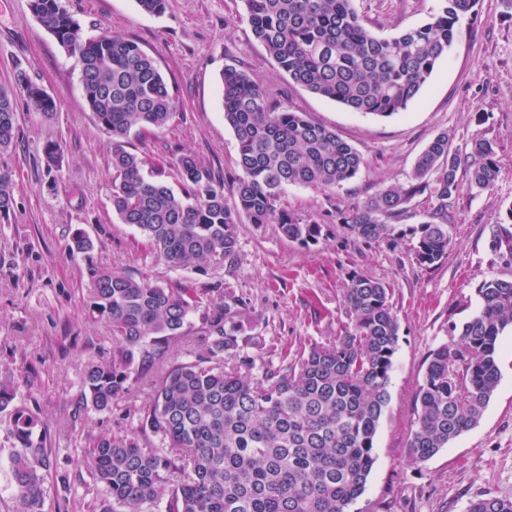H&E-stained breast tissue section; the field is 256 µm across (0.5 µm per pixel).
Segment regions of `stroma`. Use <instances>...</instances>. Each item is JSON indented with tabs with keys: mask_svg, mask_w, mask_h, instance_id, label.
<instances>
[{
	"mask_svg": "<svg viewBox=\"0 0 512 512\" xmlns=\"http://www.w3.org/2000/svg\"><path fill=\"white\" fill-rule=\"evenodd\" d=\"M81 35L109 31L134 39L152 55L167 82L173 117L160 131L133 134L125 149L180 182L179 159L191 155L224 181L232 198L241 174L238 145L224 122L221 75L246 72L282 107L334 129L362 156L357 176L335 189L290 186L288 211L318 222L317 242L288 241L277 225L241 222L232 273L201 264L173 269L145 238L112 210V153L117 145L84 97L81 64L33 15L30 0H0V85L17 73L58 97L49 117L18 96L16 137L0 154L14 183V205L0 216V380L16 401L41 421L49 448L44 512H88L105 495L83 462L85 448L105 433L135 436L145 448L164 442L143 426L158 372L132 365L128 391L111 409L98 411L83 395V373L107 359L116 344L108 324L89 317L83 256L70 254L75 231L94 244L104 267L143 276L165 288L194 289L200 305L186 333L164 341L166 363L208 356L201 330L214 304L232 286L235 320L245 332L224 350L225 362L258 374L279 364L282 352L336 336L347 322L343 288L350 272L391 288L398 319L389 402L375 437V462L364 494L350 512H466L471 500L512 499V332L499 352L501 378L473 429L423 462L408 453L414 394L428 353L448 342V327L475 313L482 280L512 278V261L491 247L496 225L512 207V7L478 0L462 20L456 40L406 110L387 118L352 111L293 83L254 37L244 0H167L164 14L145 13L137 0H61ZM440 0H353L367 29L387 37L427 22ZM465 149L475 137L490 140L499 174L482 192L461 185L448 202L451 245L446 258L418 265L409 241L398 246L358 240L343 219L369 195L406 184L416 157L440 132ZM62 149L59 169L46 167L43 148Z\"/></svg>",
	"mask_w": 512,
	"mask_h": 512,
	"instance_id": "1",
	"label": "stroma"
}]
</instances>
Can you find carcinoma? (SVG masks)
<instances>
[{
    "label": "carcinoma",
    "instance_id": "cac0c4a2",
    "mask_svg": "<svg viewBox=\"0 0 512 512\" xmlns=\"http://www.w3.org/2000/svg\"><path fill=\"white\" fill-rule=\"evenodd\" d=\"M247 19L267 54L297 85L364 114L389 117L404 111L448 52L459 23L477 0H441L421 26L377 37L352 0H244ZM40 24L79 57L90 110L115 138L161 130L172 117V99L156 61L128 37L105 31L80 34L61 0H31ZM224 122L238 143L233 202L224 183L192 157L179 160L181 185L144 172L135 152L112 155V208L136 226L172 268L205 263L220 269L237 253L238 224H276L290 241L313 243L320 224L281 204L288 185L333 189L355 178L361 155L336 131L301 112L277 105L244 71L224 69ZM45 115L59 99L22 73L0 87V151L14 142L17 93ZM478 192L498 174L493 143L471 140L451 149V136L436 135L417 157L404 186L377 190L345 218L365 242L393 246L407 239L422 266L440 262L451 244L448 225L424 222L403 229L398 220L417 197L447 208L460 191L459 171ZM13 180L0 170V215L13 207ZM89 314L106 322L117 348L112 358L89 364L84 396L99 411L112 408L128 387L135 360L162 362L164 337L185 335L200 304L189 288H164L148 279L105 267L89 268ZM480 308L451 339L430 351L414 399L409 456L426 461L479 423L497 388L500 337L512 329V279L482 281ZM349 322L325 343H313L284 368L243 374L224 363L232 306H214L200 335L212 339L210 356L174 363L157 382L144 409L145 425L162 435L164 448H143L129 434H104L84 461L108 498L95 512H142L169 495L166 512H349L364 493L374 464V438L388 404L399 324L390 288L351 274L343 291ZM10 383L0 382V412L10 410L8 433L18 444L12 457L16 512H43L48 448L37 420L13 404ZM467 512H512V499L483 497Z\"/></svg>",
    "mask_w": 512,
    "mask_h": 512
}]
</instances>
